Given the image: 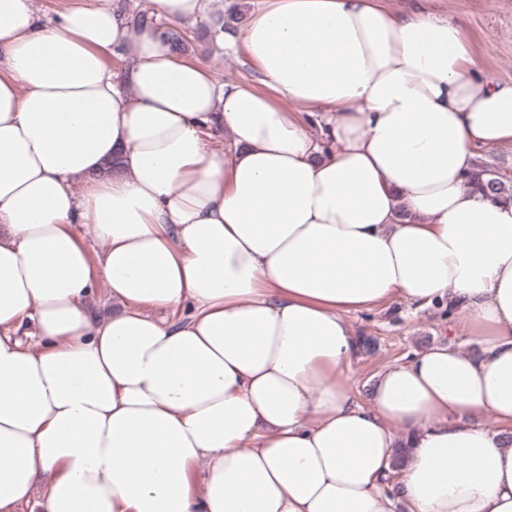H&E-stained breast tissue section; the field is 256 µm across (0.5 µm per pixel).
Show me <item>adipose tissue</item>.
<instances>
[{
    "mask_svg": "<svg viewBox=\"0 0 512 512\" xmlns=\"http://www.w3.org/2000/svg\"><path fill=\"white\" fill-rule=\"evenodd\" d=\"M114 2L0 0V512H512V200L470 181L512 82L445 0H264L257 89ZM395 298L474 347L359 394Z\"/></svg>",
    "mask_w": 512,
    "mask_h": 512,
    "instance_id": "1",
    "label": "adipose tissue"
}]
</instances>
